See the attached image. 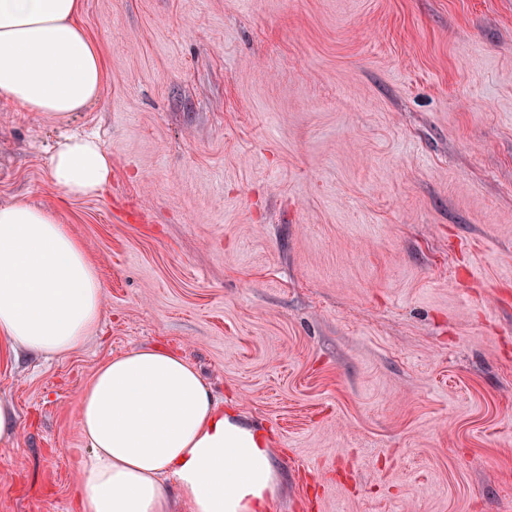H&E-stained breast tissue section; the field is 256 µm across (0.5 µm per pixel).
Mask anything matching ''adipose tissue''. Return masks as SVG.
I'll use <instances>...</instances> for the list:
<instances>
[{
	"instance_id": "ef3b65f1",
	"label": "adipose tissue",
	"mask_w": 512,
	"mask_h": 512,
	"mask_svg": "<svg viewBox=\"0 0 512 512\" xmlns=\"http://www.w3.org/2000/svg\"><path fill=\"white\" fill-rule=\"evenodd\" d=\"M81 0H0V102L58 118L85 111L106 69L76 17ZM112 158L90 136L60 141L48 175L95 195ZM104 288L55 212L0 206V355L65 357L100 326ZM89 450L81 512H272L278 474L268 434L212 398L186 359L160 347L103 363L81 394Z\"/></svg>"
}]
</instances>
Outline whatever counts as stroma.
I'll return each mask as SVG.
<instances>
[{"label":"stroma","instance_id":"stroma-1","mask_svg":"<svg viewBox=\"0 0 512 512\" xmlns=\"http://www.w3.org/2000/svg\"><path fill=\"white\" fill-rule=\"evenodd\" d=\"M107 76L0 103V205L53 210L104 318L0 361V512H76L81 392L159 346L270 435L276 512H512V0H82ZM98 137L99 195L48 176ZM111 174L112 157L90 136L66 137L49 159V178L68 197L98 194ZM20 430V423L11 401L0 399V444H11Z\"/></svg>","mask_w":512,"mask_h":512}]
</instances>
